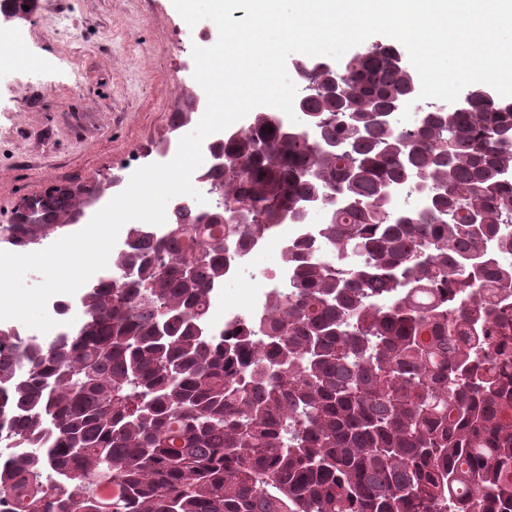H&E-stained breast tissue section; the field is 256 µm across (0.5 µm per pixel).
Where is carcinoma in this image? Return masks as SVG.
Returning <instances> with one entry per match:
<instances>
[{"label": "carcinoma", "instance_id": "obj_1", "mask_svg": "<svg viewBox=\"0 0 512 512\" xmlns=\"http://www.w3.org/2000/svg\"><path fill=\"white\" fill-rule=\"evenodd\" d=\"M398 52L346 64L353 116L316 88L299 98L324 120L313 136L268 112L225 134L207 175L224 222L185 207L161 232L131 225L72 332L0 327V440L30 449L0 461V512H512V373L490 354L512 332V266L489 250L512 251V98L471 84L465 109L387 126L412 99L384 61ZM419 183L424 207L391 216L394 188ZM97 192L24 201L9 243L54 234ZM316 202L321 246L289 245L266 322L210 329L224 245ZM477 284L490 294L471 301Z\"/></svg>", "mask_w": 512, "mask_h": 512}]
</instances>
